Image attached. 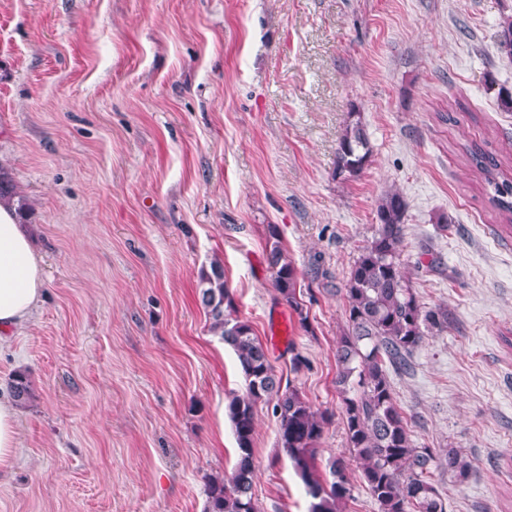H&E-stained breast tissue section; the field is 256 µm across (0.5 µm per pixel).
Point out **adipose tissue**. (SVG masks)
<instances>
[{
    "label": "adipose tissue",
    "mask_w": 512,
    "mask_h": 512,
    "mask_svg": "<svg viewBox=\"0 0 512 512\" xmlns=\"http://www.w3.org/2000/svg\"><path fill=\"white\" fill-rule=\"evenodd\" d=\"M45 275L27 225L18 223L16 208L0 202V333L23 326L42 300ZM17 409L8 386L0 383V471L16 456Z\"/></svg>",
    "instance_id": "obj_1"
}]
</instances>
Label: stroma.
Segmentation results:
<instances>
[{
	"label": "stroma",
	"instance_id": "35a3bbf8",
	"mask_svg": "<svg viewBox=\"0 0 512 512\" xmlns=\"http://www.w3.org/2000/svg\"><path fill=\"white\" fill-rule=\"evenodd\" d=\"M512 0H0V164L28 210L45 290L0 342L24 375L20 446L0 512H204L230 472L225 405L243 381L209 330L213 259L276 371L335 415L317 462L347 452L336 390L343 288L379 199L407 203L401 261L448 310L394 395L418 446L455 448L448 512H512V236L466 149L512 167ZM371 148L335 175L350 113ZM277 225L309 313L271 284ZM277 426L258 409L260 512H308Z\"/></svg>",
	"mask_w": 512,
	"mask_h": 512
}]
</instances>
